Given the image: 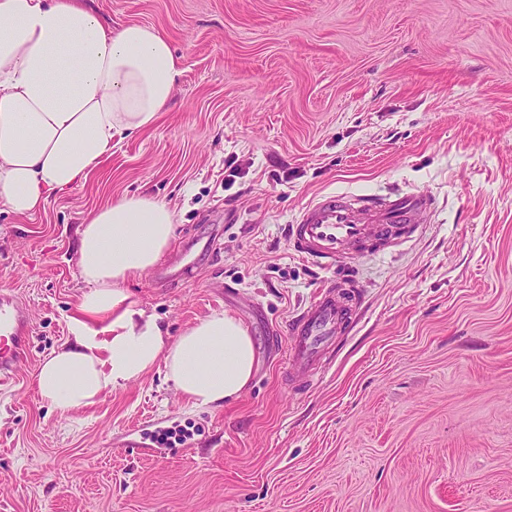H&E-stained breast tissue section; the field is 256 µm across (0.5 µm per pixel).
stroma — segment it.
<instances>
[{
    "label": "stroma",
    "mask_w": 512,
    "mask_h": 512,
    "mask_svg": "<svg viewBox=\"0 0 512 512\" xmlns=\"http://www.w3.org/2000/svg\"><path fill=\"white\" fill-rule=\"evenodd\" d=\"M150 25L182 74L150 128L31 215L0 212V290L32 323L0 384V512H512V0H84ZM424 191L411 238L321 269L287 227L321 195ZM172 207L189 280L129 281L171 335L229 312L257 352L235 400L192 408L156 368L59 415L41 361L86 288L78 229L125 194ZM354 274L312 377L288 325Z\"/></svg>",
    "instance_id": "35a3bbf8"
}]
</instances>
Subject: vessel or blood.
I'll use <instances>...</instances> for the list:
<instances>
[{
  "label": "vessel or blood",
  "mask_w": 512,
  "mask_h": 512,
  "mask_svg": "<svg viewBox=\"0 0 512 512\" xmlns=\"http://www.w3.org/2000/svg\"><path fill=\"white\" fill-rule=\"evenodd\" d=\"M431 199L420 191L392 199L374 200L329 193L309 204L290 227L295 251L322 267L359 257L362 247H389L415 232L424 222ZM354 275L328 281L290 325L288 362L292 370L310 374L336 342V331L350 319L351 304L359 300ZM31 320L17 296L0 294V383L9 382L26 358Z\"/></svg>",
  "instance_id": "b4317fda"
}]
</instances>
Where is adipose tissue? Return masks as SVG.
<instances>
[{"instance_id":"obj_1","label":"adipose tissue","mask_w":512,"mask_h":512,"mask_svg":"<svg viewBox=\"0 0 512 512\" xmlns=\"http://www.w3.org/2000/svg\"><path fill=\"white\" fill-rule=\"evenodd\" d=\"M180 74L154 27L110 29L82 0H0V207L31 214L84 181L115 137L156 122ZM174 231L172 209L146 195L118 198L81 225L88 290L69 339L35 378L39 398L59 414L159 364L196 409L224 405L250 384L256 350L234 315L211 314L173 337L125 288L154 267Z\"/></svg>"}]
</instances>
